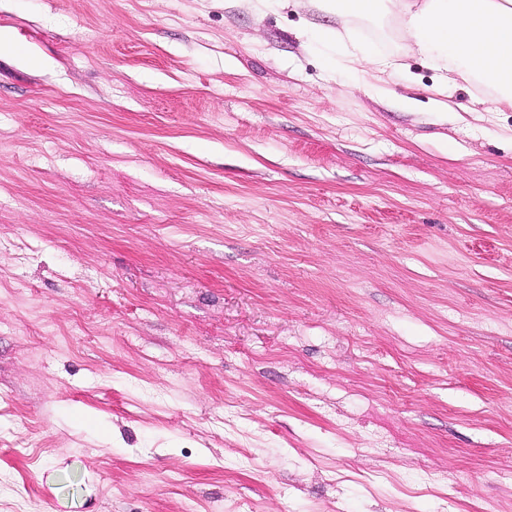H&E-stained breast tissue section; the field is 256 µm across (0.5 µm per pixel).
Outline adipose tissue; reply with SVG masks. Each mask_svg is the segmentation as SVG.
Wrapping results in <instances>:
<instances>
[{
  "label": "adipose tissue",
  "instance_id": "obj_1",
  "mask_svg": "<svg viewBox=\"0 0 512 512\" xmlns=\"http://www.w3.org/2000/svg\"><path fill=\"white\" fill-rule=\"evenodd\" d=\"M336 28L325 66L342 76H359L364 63L393 70L410 85L414 74L401 61L371 58L352 24L365 19L396 22L408 53L430 62L438 73L435 111H449V97L464 84L485 90L482 111L512 108V0H328Z\"/></svg>",
  "mask_w": 512,
  "mask_h": 512
}]
</instances>
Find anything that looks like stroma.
Wrapping results in <instances>:
<instances>
[{
    "label": "stroma",
    "mask_w": 512,
    "mask_h": 512,
    "mask_svg": "<svg viewBox=\"0 0 512 512\" xmlns=\"http://www.w3.org/2000/svg\"><path fill=\"white\" fill-rule=\"evenodd\" d=\"M304 15L0 0V512H512V109Z\"/></svg>",
    "instance_id": "35a3bbf8"
}]
</instances>
